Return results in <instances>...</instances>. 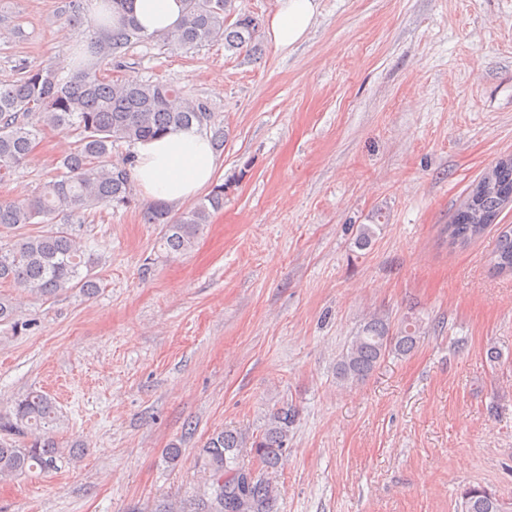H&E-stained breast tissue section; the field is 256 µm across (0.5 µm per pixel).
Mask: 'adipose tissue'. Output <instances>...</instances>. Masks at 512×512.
I'll list each match as a JSON object with an SVG mask.
<instances>
[{
	"label": "adipose tissue",
	"instance_id": "ef3b65f1",
	"mask_svg": "<svg viewBox=\"0 0 512 512\" xmlns=\"http://www.w3.org/2000/svg\"><path fill=\"white\" fill-rule=\"evenodd\" d=\"M131 15L145 32L177 25L182 0H131ZM317 12L316 0H278L269 20L275 43L289 47L302 40ZM218 158L209 136L198 126L176 128L137 143L132 179L147 199L168 204L194 199L213 180Z\"/></svg>",
	"mask_w": 512,
	"mask_h": 512
}]
</instances>
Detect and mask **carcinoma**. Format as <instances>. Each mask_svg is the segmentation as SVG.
<instances>
[{"instance_id": "obj_1", "label": "carcinoma", "mask_w": 512, "mask_h": 512, "mask_svg": "<svg viewBox=\"0 0 512 512\" xmlns=\"http://www.w3.org/2000/svg\"><path fill=\"white\" fill-rule=\"evenodd\" d=\"M128 0H104L102 29L85 41L86 58L119 61L135 42L155 39L172 48L222 43L231 51L258 50L261 20L236 11V0H183L176 27L144 34L127 13ZM21 76L0 85V180L23 165L43 130H72L75 141L58 161V174L33 197L0 204V227L14 231L11 247H0V284L7 283L37 297L50 298L79 288H97L86 246L70 225L35 231L60 212L97 205L130 206L137 202L131 168L134 155L112 161L119 143L134 145L175 128L209 121L206 107L188 101L183 92L161 82L129 83L112 79L94 65L68 78L53 69L20 67ZM230 184L212 187L204 199L175 213L171 205L153 202L144 210L148 224L162 225L159 244L170 255L191 251L206 224L224 208ZM512 199V157L499 160L475 182L444 228L448 247L464 248L498 223L505 202ZM489 265L501 275L512 274V227L497 236ZM425 337L422 321L405 317L393 327L376 315L365 319L336 360V381L342 385L364 380L385 357L407 356ZM295 412L282 406L270 412L263 431L248 437L236 430H219L203 445L208 472L203 493L192 504L170 501L155 512H274L277 488L240 463L244 448H252L262 467L281 465ZM55 405L41 392L20 400L10 417H0V481L19 473L55 467L60 445L51 435ZM462 512H512V502L485 488H470L462 496Z\"/></svg>"}]
</instances>
